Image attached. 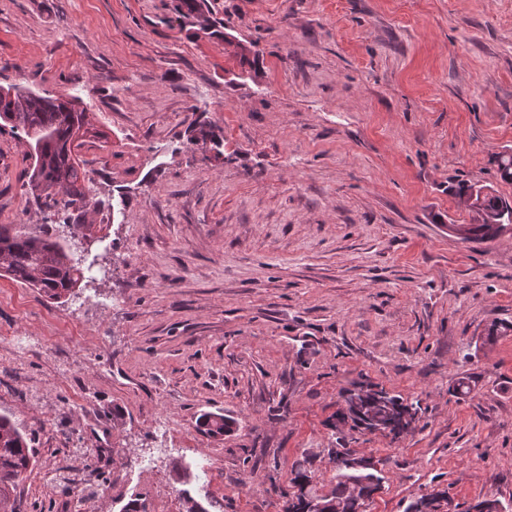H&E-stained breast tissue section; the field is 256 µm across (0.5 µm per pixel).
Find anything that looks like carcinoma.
Here are the masks:
<instances>
[{
	"instance_id": "carcinoma-1",
	"label": "carcinoma",
	"mask_w": 512,
	"mask_h": 512,
	"mask_svg": "<svg viewBox=\"0 0 512 512\" xmlns=\"http://www.w3.org/2000/svg\"><path fill=\"white\" fill-rule=\"evenodd\" d=\"M0 121L31 139L29 156L33 163L27 176L33 196L47 200L62 192L68 197L67 204L85 208L86 172L74 158L76 133L86 124L85 112L77 110L69 100L44 97L16 86L0 87ZM494 233L496 228L491 224H471L466 240L482 242ZM0 273L39 289L52 300L72 292L83 278L79 262L46 224L39 231H26L18 224H0ZM379 393L386 397L395 414L416 419L418 406L382 387ZM342 419L351 421L354 428L375 430L366 411L349 408ZM201 425L209 433L221 435L231 427V421L209 414ZM32 441V436L21 431L9 416L0 415V508L10 505L19 480L33 464ZM350 459V452L336 451V484L328 494L309 489V476L301 470L294 472L290 484H300L308 494L321 499L327 512H365L371 486L385 476L371 461L364 470H349L346 463Z\"/></svg>"
}]
</instances>
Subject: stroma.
<instances>
[{"label": "stroma", "instance_id": "35a3bbf8", "mask_svg": "<svg viewBox=\"0 0 512 512\" xmlns=\"http://www.w3.org/2000/svg\"><path fill=\"white\" fill-rule=\"evenodd\" d=\"M198 2L0 0V87L79 99L89 176L85 213L39 203L0 129V224L85 225L97 266L58 301L0 275V414L35 449L16 512H156L162 483L170 512H283L339 448L383 465L366 512L512 502V332L483 341L512 241L448 231L459 183L512 201V0ZM356 384L419 403L411 430L337 421Z\"/></svg>", "mask_w": 512, "mask_h": 512}]
</instances>
